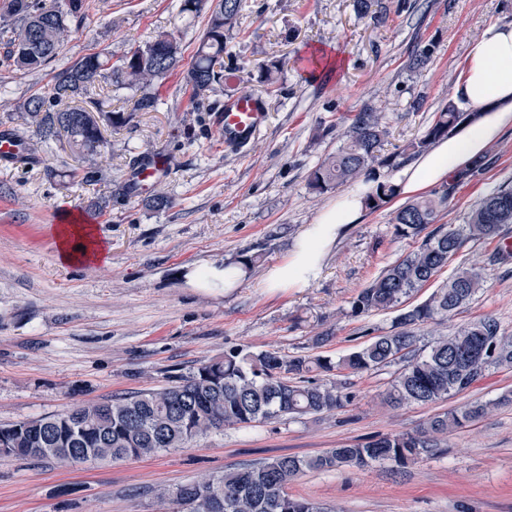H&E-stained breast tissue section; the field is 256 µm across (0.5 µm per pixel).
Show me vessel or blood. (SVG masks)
<instances>
[{
  "label": "vessel or blood",
  "instance_id": "b4317fda",
  "mask_svg": "<svg viewBox=\"0 0 512 512\" xmlns=\"http://www.w3.org/2000/svg\"><path fill=\"white\" fill-rule=\"evenodd\" d=\"M268 119L263 99L256 94H237L227 99L217 115L219 135L225 146L249 143ZM168 171L164 154L143 150L138 163L129 170L126 185L130 195L142 194Z\"/></svg>",
  "mask_w": 512,
  "mask_h": 512
}]
</instances>
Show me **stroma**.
<instances>
[{
	"label": "stroma",
	"mask_w": 512,
	"mask_h": 512,
	"mask_svg": "<svg viewBox=\"0 0 512 512\" xmlns=\"http://www.w3.org/2000/svg\"><path fill=\"white\" fill-rule=\"evenodd\" d=\"M225 68L230 89L262 95L268 120L243 150L226 149L215 114L190 102L181 72L190 65L206 20L185 22L178 0H88L81 29L63 55L125 49L161 32L181 42L179 69L160 89L156 111L133 112L130 92L112 105L132 111L105 128L110 148L94 173L67 141L30 163L0 166V424L63 412L115 395L158 389L209 360L242 348L329 359L388 331L395 311L354 316L350 301L386 265L415 247L396 236L398 200L366 213L328 250L320 276L303 288L271 292L261 282L282 262L336 191L313 193L310 171L343 142L345 120L364 106L384 116L385 151L423 131L456 97L458 62L492 22H512V0H425L376 26L352 0H247ZM432 46L425 70L409 72L417 46ZM335 59L332 77L300 67L308 51ZM279 59L276 90L258 82L262 63ZM51 68L20 71L0 57V101L19 109L47 94ZM229 89V90H230ZM422 100L419 111L410 108ZM152 149L168 159L156 191L171 204L156 210L123 186L132 155ZM486 151L494 163L481 181L460 186L440 221L460 224L485 194L512 185V125ZM65 211L86 214L107 244L101 264H62L51 228ZM495 243L469 242L405 308L424 303L459 266H483L486 284L423 341L485 317L512 334V264L491 265ZM259 260L229 288L199 284L197 273L242 256ZM329 339L315 344L318 333ZM396 367L348 376L351 402L301 419L230 427L186 447L141 459L68 464L54 458L0 457V512H187L161 491L218 476L230 467L279 455H311L383 434L415 429L436 405L393 408L382 395ZM512 369H496L454 396L458 407L495 402L480 421L443 441L442 453L397 471L387 464L308 472L288 486L325 512H512Z\"/></svg>",
	"instance_id": "stroma-1"
}]
</instances>
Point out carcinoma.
<instances>
[{"mask_svg":"<svg viewBox=\"0 0 512 512\" xmlns=\"http://www.w3.org/2000/svg\"><path fill=\"white\" fill-rule=\"evenodd\" d=\"M29 0L26 9L16 0H0V41L8 60L19 70H37L56 60L64 44L86 17V0ZM246 0H179L178 15L206 16L194 59L183 72V84L192 103L209 99L227 80L224 53L246 11ZM360 19L379 25L390 12L384 0H353ZM431 57L427 46L414 50L407 62L411 72L423 70ZM180 62V44L171 33L151 40L112 60V52L88 54L54 71L47 96L29 98L19 117L33 129L26 150L49 146L61 136L91 168L109 148L101 125H122L127 117L92 99L93 109L69 102L89 94L96 86L118 93H133V111L154 112L159 102L158 83ZM470 119L450 102L435 113L421 135L402 149L383 153L389 129L382 113L365 107L351 118L346 143L312 169L308 188L317 194L348 186L370 177L379 168L394 170L428 151ZM491 165L483 158L454 173L431 196L412 200L395 212L396 234L419 245L384 267L350 301L357 316L397 307L424 287L470 242L493 241L502 227L512 224V188L500 187L483 196L462 224H440L438 217L458 186L482 176ZM395 197L393 185L379 181L365 198L367 209L377 211ZM483 269L460 266L434 291L429 300L400 313L391 330L332 361L320 356H286L278 352L232 350L224 358L201 364L175 384L110 400L75 406L62 413L0 425V456L69 461L89 448L111 453L112 459H137L188 442L225 427L261 423L288 415L301 418L331 413L345 407L352 395L346 383H314L312 371L358 374L397 362L400 370L383 394L391 407L436 404L469 390L490 368L512 366V336L493 317L465 324L450 336L434 339L427 352L417 347L415 329L440 324L469 304L485 286ZM483 345L494 356L479 351ZM497 406L495 402H470L435 414L412 432L380 436L365 443L344 445L307 456H278L244 468H228L224 475L179 486L185 491L188 512H322L316 503L288 494V484L306 472L342 467L389 464L405 468L440 452V438L473 423Z\"/></svg>","mask_w":512,"mask_h":512,"instance_id":"obj_1","label":"carcinoma"}]
</instances>
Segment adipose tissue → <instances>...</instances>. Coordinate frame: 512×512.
Listing matches in <instances>:
<instances>
[{
    "instance_id": "ef3b65f1",
    "label": "adipose tissue",
    "mask_w": 512,
    "mask_h": 512,
    "mask_svg": "<svg viewBox=\"0 0 512 512\" xmlns=\"http://www.w3.org/2000/svg\"><path fill=\"white\" fill-rule=\"evenodd\" d=\"M458 68L456 105L476 113L477 118L406 164L393 181L396 196L415 197L448 180L453 172L481 156L501 129L512 123V23L488 24L470 43ZM364 212L361 191L338 195L313 224L305 227L287 257L269 269L265 288H303L317 279L328 249ZM53 235L59 262L98 263L107 256V246L98 238L93 225L59 224L54 226Z\"/></svg>"
}]
</instances>
